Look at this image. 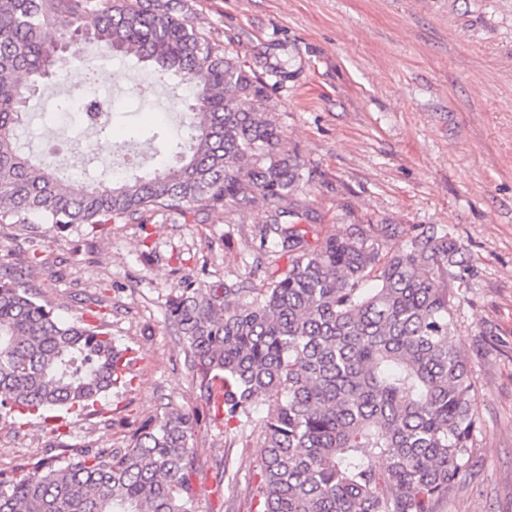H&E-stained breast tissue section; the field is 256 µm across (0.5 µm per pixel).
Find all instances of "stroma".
<instances>
[{"label": "stroma", "mask_w": 512, "mask_h": 512, "mask_svg": "<svg viewBox=\"0 0 512 512\" xmlns=\"http://www.w3.org/2000/svg\"><path fill=\"white\" fill-rule=\"evenodd\" d=\"M192 2L202 27L244 65L286 64L287 78H266L267 108L304 162L302 191L319 235L352 224L435 226L464 246L454 336L475 384L477 428L472 465L442 512H512V0ZM103 70V80L77 68L41 87L24 152L103 179L105 148L124 145L130 127L179 125L170 104L184 92L181 77L133 56ZM79 87L111 112L108 137L47 122ZM265 220L257 208L222 210L204 224L156 215L104 233L0 224V262L24 264L37 245L44 262L31 276L39 299L65 319L79 316L87 298L102 300L113 340L131 350L128 387L63 415L54 438L40 419L0 416V470L125 447L169 407L202 416L191 440L196 512H248L258 431L228 436L210 422L166 298L188 278L247 276ZM220 471L236 479L221 497Z\"/></svg>", "instance_id": "obj_1"}]
</instances>
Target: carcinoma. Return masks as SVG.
Masks as SVG:
<instances>
[{"mask_svg":"<svg viewBox=\"0 0 512 512\" xmlns=\"http://www.w3.org/2000/svg\"><path fill=\"white\" fill-rule=\"evenodd\" d=\"M96 18L92 32L81 27ZM58 39L49 42L44 30ZM133 55L187 82L176 164L103 185L61 179L19 149L31 92L90 60ZM268 84L225 53L189 0H0V224L106 230L260 208L259 280H185L167 298L189 368L224 432L258 425L249 512H440L472 457L474 383L453 342L461 248L429 226L355 224L321 237L301 197L304 163L266 112ZM396 239L397 246L390 245ZM271 253L286 260L262 264ZM0 264V412L49 419L127 384L91 299L63 320ZM266 407L257 418V409ZM199 416L166 409L125 448L0 470V512H194Z\"/></svg>","mask_w":512,"mask_h":512,"instance_id":"obj_1","label":"carcinoma"}]
</instances>
